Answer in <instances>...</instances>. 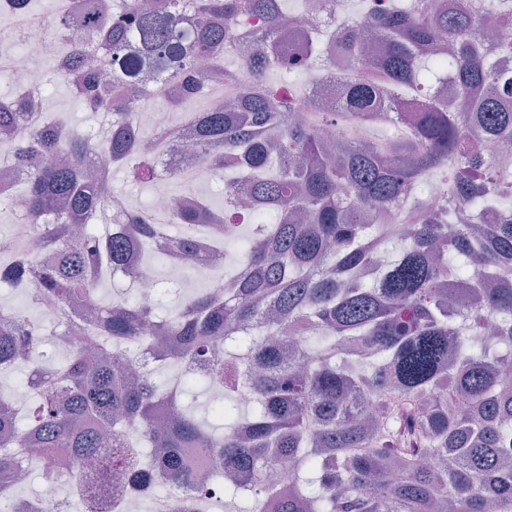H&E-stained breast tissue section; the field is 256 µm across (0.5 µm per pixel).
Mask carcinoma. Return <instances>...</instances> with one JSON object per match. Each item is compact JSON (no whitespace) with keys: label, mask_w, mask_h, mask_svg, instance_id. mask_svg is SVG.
<instances>
[{"label":"carcinoma","mask_w":512,"mask_h":512,"mask_svg":"<svg viewBox=\"0 0 512 512\" xmlns=\"http://www.w3.org/2000/svg\"><path fill=\"white\" fill-rule=\"evenodd\" d=\"M486 26L497 33L492 54L476 39ZM48 27L63 39L85 33L70 46L74 58L105 47L94 75L67 64L56 74L110 122L98 142L29 122L19 97L0 101V169L24 174L15 192L42 248L22 262L0 242V278L33 287L25 305L0 307V371L40 341L27 313L40 301L54 303L55 346L66 356L17 382L32 391L28 426L0 403V471L39 448L48 491L52 452L62 448L77 489L93 462L158 503L191 485L195 502L179 512H204L209 484L192 458L204 449L223 468L231 512H512V69L503 62L512 0L495 18L473 0L370 2L349 27L317 39L281 0H154L126 9L118 26L106 0H72ZM244 38L262 49L224 79L249 88L234 106L192 117L213 173L251 168L250 182H224L216 215L235 218L242 191L252 202V234L224 237L226 247L241 243L235 269L170 317L120 292L103 301V268H126L138 243L142 257L170 260L198 220L194 205L176 211L171 223L184 231L172 235L96 189L94 156L153 183L152 144L179 133L168 125L142 139L124 98L155 79L192 100L199 61L223 65ZM335 58L345 71L333 111L287 99L268 81L274 68L307 72ZM287 112L309 119L287 123ZM336 126L396 136L321 137ZM488 140L503 146L498 155L486 154ZM435 180L446 196L429 209L418 194ZM460 207L476 223H453ZM106 211L136 219L137 239L113 223L103 239L68 240L72 222ZM377 216L410 225L409 236L386 237ZM73 300L95 313L91 323L76 319ZM150 321L170 332L159 364L180 369L167 386L126 355L153 344ZM199 380L224 390L212 408L224 421L219 435L179 404ZM130 424L136 445L158 449V462L135 472L127 456L101 462L108 433L133 447ZM16 502L15 488L0 486V512Z\"/></svg>","instance_id":"1"}]
</instances>
